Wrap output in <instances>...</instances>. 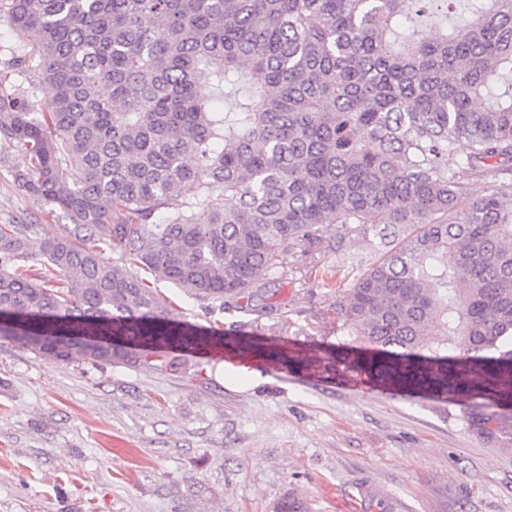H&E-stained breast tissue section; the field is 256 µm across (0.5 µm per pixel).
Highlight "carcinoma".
I'll use <instances>...</instances> for the list:
<instances>
[{
	"label": "carcinoma",
	"mask_w": 512,
	"mask_h": 512,
	"mask_svg": "<svg viewBox=\"0 0 512 512\" xmlns=\"http://www.w3.org/2000/svg\"><path fill=\"white\" fill-rule=\"evenodd\" d=\"M2 14L27 48L11 66L50 95L0 94V142L15 183L73 230L35 252L28 225L0 224V339L161 370L165 350L224 337L186 327L153 282L269 314L297 248L329 224L375 228L385 248L337 301L370 350L356 370L512 407V0H0ZM424 17L440 31L408 46ZM475 179L490 192L471 195ZM88 336L111 341L90 351Z\"/></svg>",
	"instance_id": "obj_1"
}]
</instances>
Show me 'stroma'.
Listing matches in <instances>:
<instances>
[{
    "mask_svg": "<svg viewBox=\"0 0 512 512\" xmlns=\"http://www.w3.org/2000/svg\"><path fill=\"white\" fill-rule=\"evenodd\" d=\"M0 142V224L33 242L69 234L14 182ZM374 233L330 225L316 260L275 280V309L206 308L158 281L179 320L225 339L263 337L311 355L294 369L223 348L170 352L173 367L53 363L0 342V512H275L288 495L310 512H361V488L401 512H512V448L468 418L512 424V410L463 393L383 394L339 377L357 347L336 309L337 271L378 255Z\"/></svg>",
    "mask_w": 512,
    "mask_h": 512,
    "instance_id": "1",
    "label": "stroma"
}]
</instances>
